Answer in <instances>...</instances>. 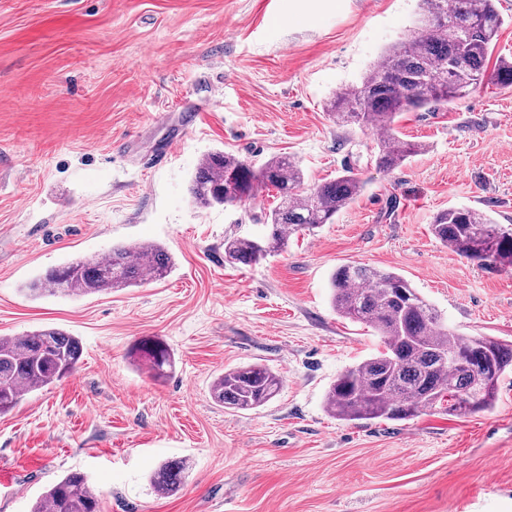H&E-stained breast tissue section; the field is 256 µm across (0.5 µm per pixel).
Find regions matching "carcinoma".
Returning a JSON list of instances; mask_svg holds the SVG:
<instances>
[{
  "mask_svg": "<svg viewBox=\"0 0 512 512\" xmlns=\"http://www.w3.org/2000/svg\"><path fill=\"white\" fill-rule=\"evenodd\" d=\"M496 0H420L411 34L390 45L360 82L336 92L326 109L340 126L383 132L372 161L383 171L403 166L425 145L398 135L396 118L432 104L462 98L489 79L512 86V61L502 60L486 75L488 52L504 20ZM276 190L280 198L266 220V247L248 237L224 239L230 262L251 265L283 250L288 234L314 230L332 221L361 194L352 171L309 189L300 167L274 156L254 171L229 152L206 155L189 192L203 206H239L253 184ZM431 232L449 250L496 272L512 271V224H498L470 207L438 212ZM174 265L170 253L150 243L116 246L107 257L80 260L47 270L27 285L31 295L84 296L130 288L146 278L162 279ZM332 304L344 318L374 329L383 344L377 353L336 377L325 395L326 411L338 420H410L439 411L455 417L492 407L498 382L512 369V343L486 336H462L410 282L394 272L346 264L331 277ZM138 353L160 373L171 363L167 347L145 340ZM82 356L78 338L45 328L25 336H0V413L24 395L71 374ZM281 377L254 364L224 372L212 387L213 399L234 411L257 409L279 392ZM190 468L185 459L159 467L153 489L172 494ZM31 512H101L87 476L70 472L51 484Z\"/></svg>",
  "mask_w": 512,
  "mask_h": 512,
  "instance_id": "cac0c4a2",
  "label": "carcinoma"
}]
</instances>
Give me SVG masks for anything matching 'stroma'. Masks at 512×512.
<instances>
[{"mask_svg": "<svg viewBox=\"0 0 512 512\" xmlns=\"http://www.w3.org/2000/svg\"><path fill=\"white\" fill-rule=\"evenodd\" d=\"M418 11V0H0V336L55 327L83 347L72 374L0 413V512H30L76 470L102 512H512V372L493 409L461 418L345 422L324 407L337 375L382 347L333 310L341 265L399 273L458 333L512 341V273L430 231L457 206L512 224V87L402 113L400 136L426 149L390 172L371 160L372 132L325 110ZM216 151L256 167L288 156L308 187L351 168L365 188L279 254L232 264L225 238L259 234L278 198L197 205L189 185ZM150 242L175 260L164 279L24 292L48 268ZM146 338L171 353L164 377L135 353ZM250 364L279 374V393L251 411L216 403L214 380ZM183 458L184 485L156 493L152 473Z\"/></svg>", "mask_w": 512, "mask_h": 512, "instance_id": "obj_1", "label": "stroma"}]
</instances>
